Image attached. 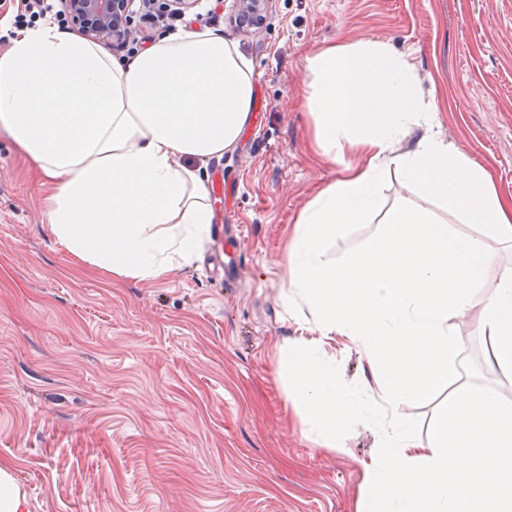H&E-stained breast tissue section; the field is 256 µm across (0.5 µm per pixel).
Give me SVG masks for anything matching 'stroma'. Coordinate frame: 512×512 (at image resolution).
<instances>
[{
  "instance_id": "stroma-1",
  "label": "stroma",
  "mask_w": 512,
  "mask_h": 512,
  "mask_svg": "<svg viewBox=\"0 0 512 512\" xmlns=\"http://www.w3.org/2000/svg\"><path fill=\"white\" fill-rule=\"evenodd\" d=\"M240 0H196L177 32L223 31L252 65L254 120L201 162L214 222L199 258L154 281L119 278L59 245L51 188L0 133V469L27 512H356L374 433L351 423L340 448L303 432L277 347L315 336L282 302L281 257L298 211L341 175L315 148L307 60L376 39L409 55L449 145L512 199V0H270L258 30L229 22ZM238 264L224 288L220 259ZM447 385L403 405L427 436L454 385L508 387L486 362L477 312L452 318ZM343 384L362 355L327 346Z\"/></svg>"
}]
</instances>
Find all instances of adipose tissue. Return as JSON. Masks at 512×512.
Segmentation results:
<instances>
[{"instance_id":"ef3b65f1","label":"adipose tissue","mask_w":512,"mask_h":512,"mask_svg":"<svg viewBox=\"0 0 512 512\" xmlns=\"http://www.w3.org/2000/svg\"><path fill=\"white\" fill-rule=\"evenodd\" d=\"M307 69L314 141L344 169L298 212L281 259L289 314L309 310L317 330L278 348L287 400L328 448L350 422L374 425L357 512H512V398L458 385L424 438L400 411L447 381L448 319L472 302L488 360L512 369V266L496 251L512 247V201L441 137L406 55L366 39L321 49ZM253 94L251 65L213 31L118 59L49 17L0 54V131L53 184L54 236L90 267L135 280L197 256L214 213L191 163L238 141ZM392 175L406 196L384 229L329 259L333 241L370 223ZM336 336L366 359L360 392L341 386L325 351Z\"/></svg>"}]
</instances>
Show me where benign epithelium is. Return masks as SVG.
Listing matches in <instances>:
<instances>
[{
  "label": "benign epithelium",
  "instance_id": "obj_1",
  "mask_svg": "<svg viewBox=\"0 0 512 512\" xmlns=\"http://www.w3.org/2000/svg\"><path fill=\"white\" fill-rule=\"evenodd\" d=\"M130 0H63L65 11L81 34L112 50L133 38L136 30L119 14V6Z\"/></svg>",
  "mask_w": 512,
  "mask_h": 512
}]
</instances>
